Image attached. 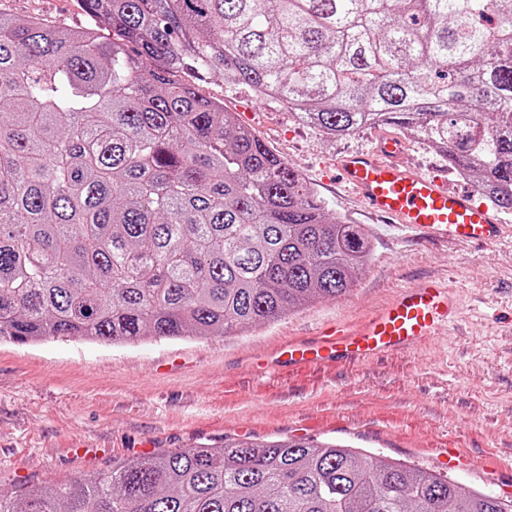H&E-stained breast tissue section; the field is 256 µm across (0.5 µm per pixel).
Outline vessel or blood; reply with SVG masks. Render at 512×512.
Here are the masks:
<instances>
[{
	"mask_svg": "<svg viewBox=\"0 0 512 512\" xmlns=\"http://www.w3.org/2000/svg\"><path fill=\"white\" fill-rule=\"evenodd\" d=\"M402 153L401 144L387 138L374 150L342 156L337 167L370 213L401 229L435 242L500 240L503 226L487 206L476 203L470 192L451 189L447 179L405 165ZM455 312L456 298L447 285L417 282L403 287L364 324L323 331L312 344L288 343L277 359L291 364L348 356L369 359L436 335L452 323Z\"/></svg>",
	"mask_w": 512,
	"mask_h": 512,
	"instance_id": "b4317fda",
	"label": "vessel or blood"
}]
</instances>
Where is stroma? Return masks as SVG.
Listing matches in <instances>:
<instances>
[{
	"mask_svg": "<svg viewBox=\"0 0 512 512\" xmlns=\"http://www.w3.org/2000/svg\"><path fill=\"white\" fill-rule=\"evenodd\" d=\"M0 12L57 25L112 29L80 0H0ZM239 113L295 168L329 212L362 225L372 257L346 293L231 336L108 345L80 339L0 342V490L92 477L113 462L224 441H339L512 500V213L491 245L435 244L371 216L338 179L345 153L400 140L405 160L448 172V160L394 125L328 137L281 104L261 101L217 73L196 82ZM439 279L454 289L451 331L366 360L273 365L279 347L326 326L364 321L401 287ZM92 448L80 458L76 446Z\"/></svg>",
	"mask_w": 512,
	"mask_h": 512,
	"instance_id": "obj_1",
	"label": "stroma"
}]
</instances>
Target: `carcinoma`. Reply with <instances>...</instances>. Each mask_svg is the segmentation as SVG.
<instances>
[{
    "mask_svg": "<svg viewBox=\"0 0 512 512\" xmlns=\"http://www.w3.org/2000/svg\"><path fill=\"white\" fill-rule=\"evenodd\" d=\"M0 13V339L229 336L335 297L367 231L186 75L326 136L396 124L512 211V0H82ZM0 494V512H512L336 442L231 440ZM0 12L39 16L71 28L93 26L102 36L112 38L111 27L87 15L80 0H0Z\"/></svg>",
    "mask_w": 512,
    "mask_h": 512,
    "instance_id": "obj_1",
    "label": "carcinoma"
}]
</instances>
